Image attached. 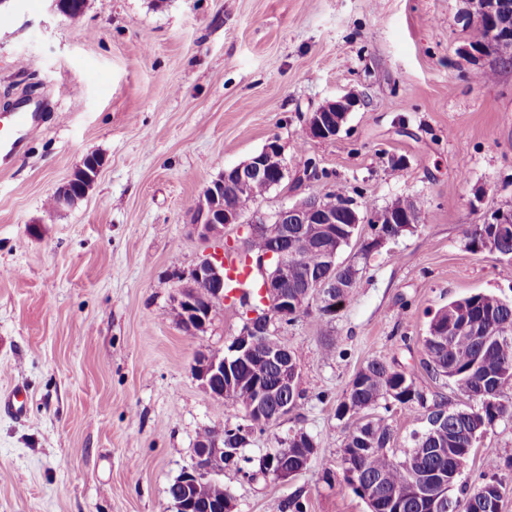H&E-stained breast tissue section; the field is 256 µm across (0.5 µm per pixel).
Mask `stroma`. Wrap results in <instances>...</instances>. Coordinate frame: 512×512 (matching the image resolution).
Masks as SVG:
<instances>
[{
	"label": "stroma",
	"instance_id": "obj_1",
	"mask_svg": "<svg viewBox=\"0 0 512 512\" xmlns=\"http://www.w3.org/2000/svg\"><path fill=\"white\" fill-rule=\"evenodd\" d=\"M466 0H88L78 21L49 0L0 6V113L38 105L42 131L0 162V512H176L169 487L191 467L200 433L241 420L191 366L224 351L250 315L218 306L206 333L174 312L176 274L215 244L190 211L224 169L278 140L281 185L256 207L274 214L343 188L362 209L423 200L419 224L361 259L369 225L341 254L358 288L332 314L319 300L278 332L299 358L304 397L255 432L258 458L302 430L317 452L286 480L219 479L232 512H368L342 465L352 417L336 408L368 360L396 361L427 395L456 402L452 382L422 367L421 339L449 301H512V259L475 253L466 229L512 207V63L471 56ZM480 70L487 81L475 80ZM352 94L334 139L307 138L309 113ZM96 153L97 181L49 211L55 191ZM317 177H305L308 164ZM333 356H325L326 347ZM403 454L423 412L376 407ZM497 459L502 512H512V419L480 439L474 486Z\"/></svg>",
	"mask_w": 512,
	"mask_h": 512
}]
</instances>
